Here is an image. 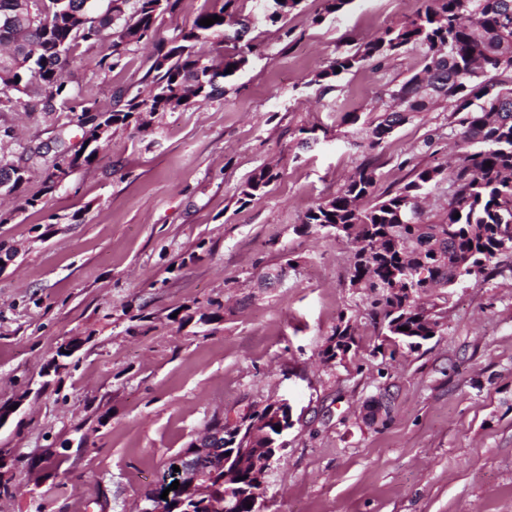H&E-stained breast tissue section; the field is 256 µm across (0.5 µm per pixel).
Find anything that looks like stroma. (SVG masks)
I'll list each match as a JSON object with an SVG mask.
<instances>
[{
    "label": "stroma",
    "mask_w": 512,
    "mask_h": 512,
    "mask_svg": "<svg viewBox=\"0 0 512 512\" xmlns=\"http://www.w3.org/2000/svg\"><path fill=\"white\" fill-rule=\"evenodd\" d=\"M416 0H353L325 15L303 0L224 95L114 130L90 163L48 183L42 152L84 149L69 112H5L36 153L0 211V512H138L170 464L220 415L288 401L292 427L266 476L264 512H512V258L498 274L449 288L444 330L417 350L382 356L381 324L351 288V241L301 232L309 208L377 158L378 191L414 168L457 157L451 112L436 108L370 149L368 120L423 66L418 51L364 63L314 84L410 16ZM149 49L124 68L75 60L65 78L89 98L137 94ZM359 115L343 123L345 113ZM319 141L299 148L298 130ZM280 173L241 204L251 174ZM293 258L277 286L263 276ZM356 344L322 351L341 312ZM77 344L59 358L66 344Z\"/></svg>",
    "instance_id": "obj_1"
}]
</instances>
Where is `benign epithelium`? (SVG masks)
<instances>
[{
	"instance_id": "benign-epithelium-1",
	"label": "benign epithelium",
	"mask_w": 512,
	"mask_h": 512,
	"mask_svg": "<svg viewBox=\"0 0 512 512\" xmlns=\"http://www.w3.org/2000/svg\"><path fill=\"white\" fill-rule=\"evenodd\" d=\"M267 419L281 426L282 432L292 426L290 406L285 401H279L268 410ZM248 422L240 417H219L215 423L208 426L201 436L196 439L179 456L176 465L180 471L176 473L182 483L184 493L181 506L184 512H193V504L209 495V465L214 455L223 451L224 437L231 432L234 438H239ZM282 446L277 439L266 436V433L255 429L250 430L246 444L229 453V459L224 461V510L232 509V501L241 492V481L238 477L247 471L254 483L261 486L268 466Z\"/></svg>"
}]
</instances>
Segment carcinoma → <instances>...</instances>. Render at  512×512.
<instances>
[{"label": "carcinoma", "instance_id": "cac0c4a2", "mask_svg": "<svg viewBox=\"0 0 512 512\" xmlns=\"http://www.w3.org/2000/svg\"><path fill=\"white\" fill-rule=\"evenodd\" d=\"M111 2L115 6L107 9L96 0H40L31 12L27 0H0V112L29 107L55 112L63 106L77 114L79 126L90 127L92 142L132 123L145 129L158 114L222 93L250 57L260 54V45L247 38L251 26L277 24L288 36L282 21L302 0H251L247 15L241 0H216L172 38L174 46L167 49L156 41L151 66L156 75L145 97L128 98L118 90L111 103L101 104L69 86L70 63L81 50L113 36L110 52L92 59L94 68L113 71L122 65L126 46L155 41L165 15L180 5V0ZM214 15L221 20L200 24ZM208 43L211 57L202 52ZM408 45L420 48L424 66L390 91L391 99L405 101L406 110L387 107L371 119L370 146L380 147L395 127L440 105L457 117L456 137L464 147L460 163L448 171L416 170L402 188L376 198L378 166L368 158L334 195L305 213L301 229L331 232L356 244L350 286L368 290L367 315L385 324L386 341L415 349L426 340L427 327L445 318L447 288L494 276L493 261L512 253V0H417L412 15L354 55L333 60L313 83L379 62ZM94 154L81 160L59 152L51 168L65 173ZM28 158L32 155L24 148L15 162L0 159V189L19 188ZM277 178L273 168L260 167L242 187L241 203L265 194ZM435 190L445 204L429 210L422 200ZM432 288L444 292L427 307L421 300ZM354 336V322L341 314L323 356L330 360L349 352ZM220 479L216 474L208 501L193 512H224Z\"/></svg>", "mask_w": 512, "mask_h": 512}]
</instances>
